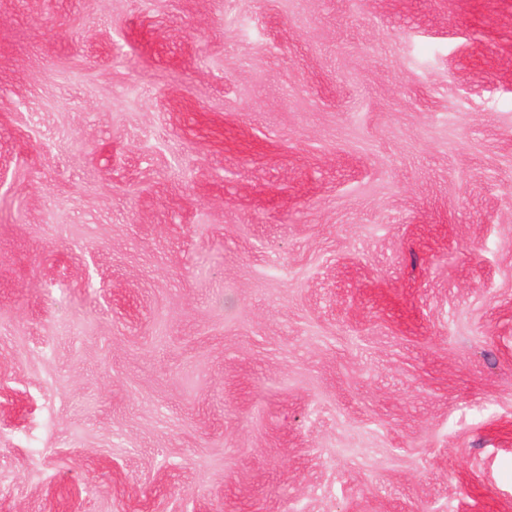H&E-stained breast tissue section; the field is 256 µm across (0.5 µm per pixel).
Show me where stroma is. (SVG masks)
I'll return each mask as SVG.
<instances>
[{
    "mask_svg": "<svg viewBox=\"0 0 512 512\" xmlns=\"http://www.w3.org/2000/svg\"><path fill=\"white\" fill-rule=\"evenodd\" d=\"M0 512H512V0H0Z\"/></svg>",
    "mask_w": 512,
    "mask_h": 512,
    "instance_id": "35a3bbf8",
    "label": "stroma"
}]
</instances>
